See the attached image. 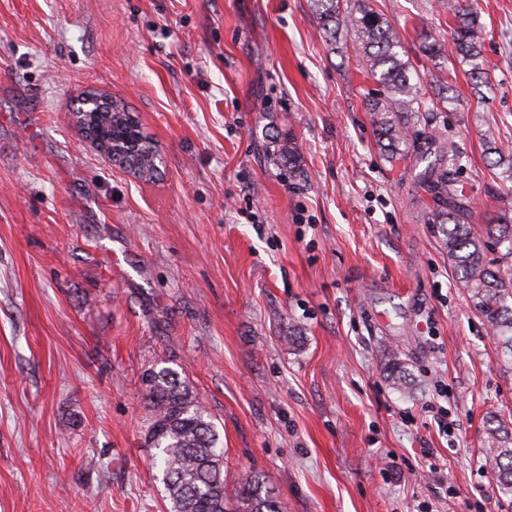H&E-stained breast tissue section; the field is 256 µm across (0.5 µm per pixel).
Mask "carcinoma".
<instances>
[{"instance_id":"obj_1","label":"carcinoma","mask_w":512,"mask_h":512,"mask_svg":"<svg viewBox=\"0 0 512 512\" xmlns=\"http://www.w3.org/2000/svg\"><path fill=\"white\" fill-rule=\"evenodd\" d=\"M310 2L319 29L333 44L339 37L352 39L367 76L380 86L379 92L365 96L380 153L390 162L409 158L424 164L418 179L433 198L427 221L442 225L443 245L457 271L458 287L487 324L502 356L512 361V213L501 211L487 218L483 231L476 230L470 202L446 162L451 145L440 134L418 129L420 115L448 100L449 71L440 65L435 72L420 74L392 21L370 0ZM441 5L455 24L450 63L467 67L464 74L478 90L488 83L485 25L471 0H441ZM76 111L93 139L131 159L136 178L158 179L159 150L121 100L114 97ZM270 144L279 164L291 173L300 171L293 135L275 136ZM485 144L487 154L496 156L495 165L512 175V155L503 152L490 133ZM145 382L151 412L145 441L157 449L155 466L171 512H228L224 449L214 419L178 371L151 368ZM487 435L486 464L501 492L512 498V433L502 421L492 419ZM236 499L234 512H281L277 496L256 474L241 478Z\"/></svg>"}]
</instances>
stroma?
I'll use <instances>...</instances> for the list:
<instances>
[{"instance_id": "1", "label": "stroma", "mask_w": 512, "mask_h": 512, "mask_svg": "<svg viewBox=\"0 0 512 512\" xmlns=\"http://www.w3.org/2000/svg\"><path fill=\"white\" fill-rule=\"evenodd\" d=\"M476 2L486 97L458 76L430 123L480 227L512 203L484 152L489 133L512 151V0ZM373 4L420 72L422 38L452 50L436 0ZM92 87L153 138L156 181L82 141ZM374 87L310 0H0V512H169L152 367L215 415L228 491L252 472L284 512H512L485 462L512 367L411 160L376 147ZM288 133L298 177L263 150Z\"/></svg>"}]
</instances>
